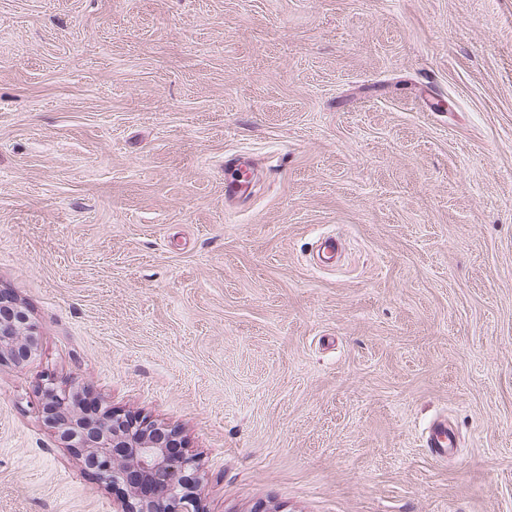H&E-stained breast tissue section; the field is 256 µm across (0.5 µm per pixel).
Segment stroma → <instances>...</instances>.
I'll return each instance as SVG.
<instances>
[{
    "mask_svg": "<svg viewBox=\"0 0 512 512\" xmlns=\"http://www.w3.org/2000/svg\"><path fill=\"white\" fill-rule=\"evenodd\" d=\"M0 289V512L122 496L48 375L177 429L203 512H512V0H0ZM239 161L250 164L247 160ZM245 163H239L236 170L228 178H224V199H237L244 195L251 185V172ZM40 331L28 310L11 293L0 291V365L28 362L39 348Z\"/></svg>",
    "mask_w": 512,
    "mask_h": 512,
    "instance_id": "stroma-1",
    "label": "stroma"
}]
</instances>
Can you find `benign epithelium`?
<instances>
[{
  "label": "benign epithelium",
  "mask_w": 512,
  "mask_h": 512,
  "mask_svg": "<svg viewBox=\"0 0 512 512\" xmlns=\"http://www.w3.org/2000/svg\"><path fill=\"white\" fill-rule=\"evenodd\" d=\"M40 331L12 294L0 291V363L28 362ZM46 424L100 482L125 492L117 512H201L192 458L179 433L145 418L100 412L82 390L62 389L49 377L40 387Z\"/></svg>",
  "instance_id": "benign-epithelium-1"
}]
</instances>
